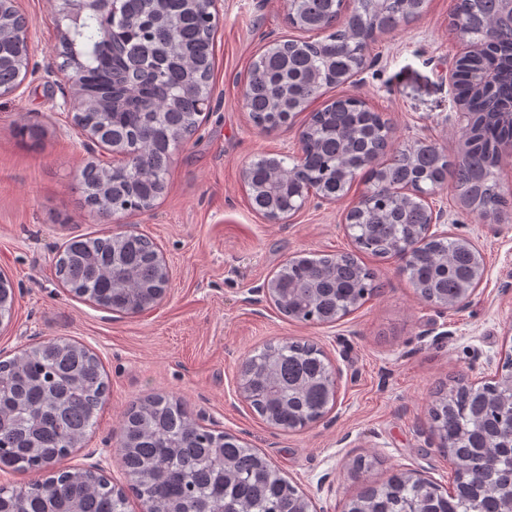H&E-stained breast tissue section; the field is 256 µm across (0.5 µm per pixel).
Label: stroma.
Instances as JSON below:
<instances>
[{
    "label": "stroma",
    "instance_id": "1",
    "mask_svg": "<svg viewBox=\"0 0 512 512\" xmlns=\"http://www.w3.org/2000/svg\"><path fill=\"white\" fill-rule=\"evenodd\" d=\"M60 3L19 0L31 22L29 65L16 91L0 96V273L15 293L11 320L0 325V357L65 338L100 358L109 393L98 427L67 465L99 469L124 486L114 454L120 430L131 404L152 394L182 400L199 425L263 454L314 498L318 512H345L363 487L396 471L420 473L447 489L454 468L430 410L437 391L494 381L512 354V221H478L449 186L430 198L449 236L471 242L484 263L469 303L448 310L419 296L401 260L357 250L345 217L367 190L363 180L340 200L310 195L289 218L270 221L252 210L243 172L263 154L297 157L311 112L340 95L388 119L395 148L424 141L460 156L463 128L450 77L461 54L450 29L454 0H426L416 20L377 34L353 77L270 134L250 121L241 86L267 43L300 33L287 22L284 0H222L211 108L174 151L169 191L150 210L108 221L80 204V171L104 152L84 145L66 106L74 90L58 69ZM24 124L41 127L43 136L22 135ZM130 229L153 239L169 268L155 307L111 312L58 280L55 262L65 241ZM341 253L372 269L380 288L335 322L287 318L261 290L287 259ZM286 339L317 344L340 373L329 412L290 432L266 424L239 389L243 361ZM359 458L371 468L355 472Z\"/></svg>",
    "mask_w": 512,
    "mask_h": 512
}]
</instances>
